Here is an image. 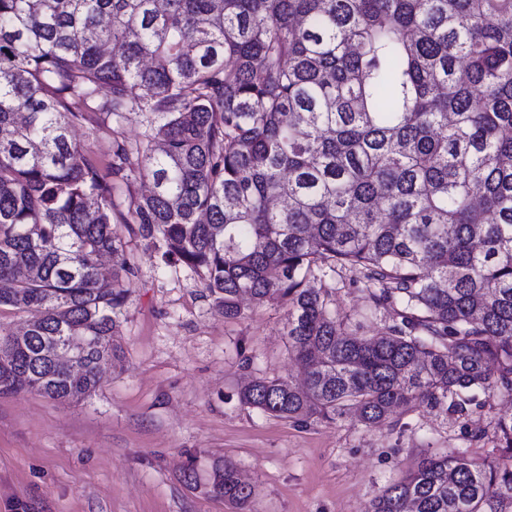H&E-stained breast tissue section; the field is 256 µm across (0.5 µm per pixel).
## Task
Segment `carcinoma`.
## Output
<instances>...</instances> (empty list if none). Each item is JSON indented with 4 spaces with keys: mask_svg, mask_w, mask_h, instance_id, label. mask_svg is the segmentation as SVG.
Returning a JSON list of instances; mask_svg holds the SVG:
<instances>
[{
    "mask_svg": "<svg viewBox=\"0 0 512 512\" xmlns=\"http://www.w3.org/2000/svg\"><path fill=\"white\" fill-rule=\"evenodd\" d=\"M92 112L143 116L108 178L71 138ZM511 131L512 0H0V310L37 313L0 333V394L78 403L121 360L123 204L218 315L288 307L303 385L255 378L248 407L380 427L512 395ZM338 269L392 323L347 331ZM495 430L505 462L431 454L371 512H512ZM210 492L252 496L229 461Z\"/></svg>",
    "mask_w": 512,
    "mask_h": 512,
    "instance_id": "obj_1",
    "label": "carcinoma"
}]
</instances>
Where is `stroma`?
Instances as JSON below:
<instances>
[{"instance_id":"35a3bbf8","label":"stroma","mask_w":512,"mask_h":512,"mask_svg":"<svg viewBox=\"0 0 512 512\" xmlns=\"http://www.w3.org/2000/svg\"><path fill=\"white\" fill-rule=\"evenodd\" d=\"M73 140L108 163L113 136L144 131L142 116L95 113ZM133 272L120 315L123 358L91 397L58 405L35 393L0 395V512H368L390 483L429 451L491 455L495 424L512 396L477 393L466 415L419 408L369 428L343 419L294 422L239 400L252 377L288 379L298 365L284 335L287 308L243 304L216 315L204 283L161 264L121 229ZM332 307L348 330L375 335L354 273L329 276ZM250 367H243V357ZM233 462L253 495L245 508L207 493L217 466Z\"/></svg>"}]
</instances>
